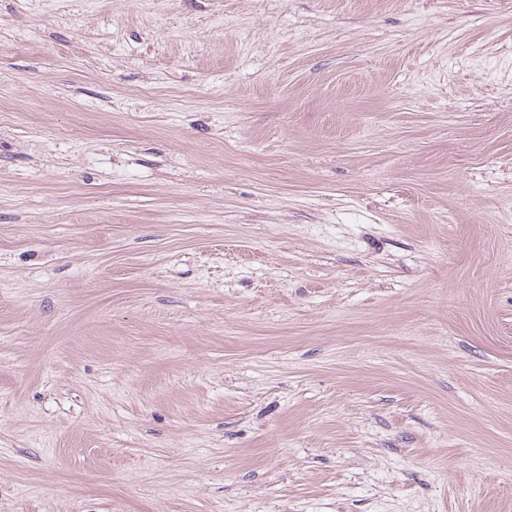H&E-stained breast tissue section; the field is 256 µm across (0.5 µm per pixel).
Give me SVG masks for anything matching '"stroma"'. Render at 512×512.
<instances>
[{"instance_id": "1", "label": "stroma", "mask_w": 512, "mask_h": 512, "mask_svg": "<svg viewBox=\"0 0 512 512\" xmlns=\"http://www.w3.org/2000/svg\"><path fill=\"white\" fill-rule=\"evenodd\" d=\"M0 512H512V0H0Z\"/></svg>"}]
</instances>
